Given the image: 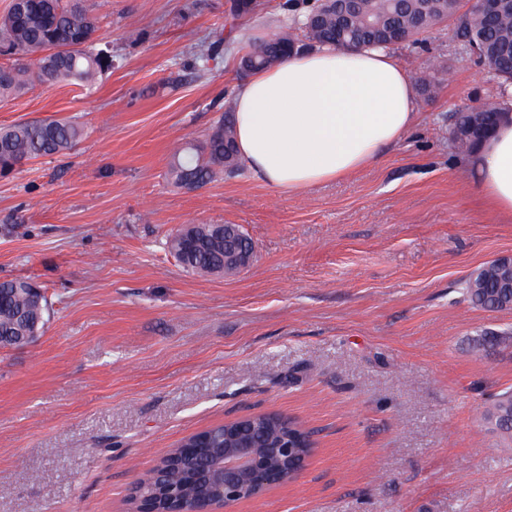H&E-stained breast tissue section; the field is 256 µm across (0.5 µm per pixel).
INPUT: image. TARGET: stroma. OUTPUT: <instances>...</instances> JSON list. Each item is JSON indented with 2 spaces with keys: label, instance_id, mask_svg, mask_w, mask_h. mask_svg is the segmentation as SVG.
I'll use <instances>...</instances> for the list:
<instances>
[{
  "label": "stroma",
  "instance_id": "stroma-1",
  "mask_svg": "<svg viewBox=\"0 0 512 512\" xmlns=\"http://www.w3.org/2000/svg\"><path fill=\"white\" fill-rule=\"evenodd\" d=\"M287 0L234 18L225 0H87L111 69L93 88L34 86L0 126L79 123L68 154L0 176V281L49 299L31 346L0 351V512H128L133 485L184 437L280 413L315 448L294 481L226 512H512V437L487 425L512 388V309L460 283L512 254V218L479 198L453 115L500 89L440 25L394 52L416 124L354 176L284 194L239 169L197 190L168 176L186 137L231 107L240 57ZM224 49L201 65L202 41ZM186 224H237L249 267L183 271Z\"/></svg>",
  "mask_w": 512,
  "mask_h": 512
}]
</instances>
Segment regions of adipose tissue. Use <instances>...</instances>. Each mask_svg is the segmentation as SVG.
<instances>
[{"instance_id":"ef3b65f1","label":"adipose tissue","mask_w":512,"mask_h":512,"mask_svg":"<svg viewBox=\"0 0 512 512\" xmlns=\"http://www.w3.org/2000/svg\"><path fill=\"white\" fill-rule=\"evenodd\" d=\"M237 150L259 181L294 193L380 159L415 123L414 82L388 50L314 49L256 72L233 97ZM475 188L512 216V116L471 154Z\"/></svg>"}]
</instances>
